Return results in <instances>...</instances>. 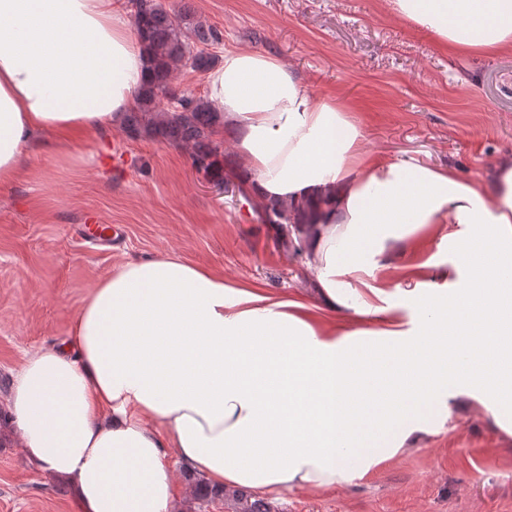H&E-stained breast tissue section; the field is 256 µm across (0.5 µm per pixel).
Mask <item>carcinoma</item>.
I'll return each mask as SVG.
<instances>
[{"instance_id":"obj_1","label":"carcinoma","mask_w":512,"mask_h":512,"mask_svg":"<svg viewBox=\"0 0 512 512\" xmlns=\"http://www.w3.org/2000/svg\"><path fill=\"white\" fill-rule=\"evenodd\" d=\"M137 36L149 53L150 79L144 94L125 123L135 136L165 141L189 151L195 167L204 175L224 184L219 157L223 142L216 139L214 112L205 97L193 93L177 94L172 84L175 75L186 69L206 72L216 62L209 48L221 42L217 29L193 21L191 16L176 17L161 0H129ZM257 211L267 224H299L288 215V207L262 206ZM232 512H271L269 505L239 489L231 495Z\"/></svg>"}]
</instances>
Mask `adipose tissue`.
Returning a JSON list of instances; mask_svg holds the SVG:
<instances>
[{
  "label": "adipose tissue",
  "mask_w": 512,
  "mask_h": 512,
  "mask_svg": "<svg viewBox=\"0 0 512 512\" xmlns=\"http://www.w3.org/2000/svg\"><path fill=\"white\" fill-rule=\"evenodd\" d=\"M391 2L450 53L512 50V0ZM148 80L123 0H0V186L36 133L71 161L72 139L120 124ZM205 86L248 195L305 216L292 237L322 303L174 255L122 265L16 378L6 410L29 464L66 480L79 512H174L172 449L214 489L318 491L440 434L460 402L512 433V163L488 187L376 161L349 106L267 54L225 52ZM420 230L450 264L378 286ZM468 322L479 341L460 351Z\"/></svg>",
  "instance_id": "adipose-tissue-1"
}]
</instances>
